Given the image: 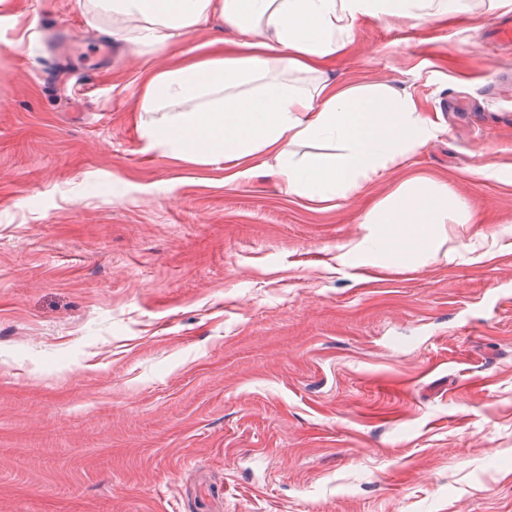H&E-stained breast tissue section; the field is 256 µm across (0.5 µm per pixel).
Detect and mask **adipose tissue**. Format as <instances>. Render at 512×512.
<instances>
[{
    "instance_id": "1",
    "label": "adipose tissue",
    "mask_w": 512,
    "mask_h": 512,
    "mask_svg": "<svg viewBox=\"0 0 512 512\" xmlns=\"http://www.w3.org/2000/svg\"><path fill=\"white\" fill-rule=\"evenodd\" d=\"M112 34L157 52L220 19L235 34L149 73L139 109L160 113L141 129L147 149L198 164L227 163L232 185L259 155L277 162L282 191L327 201L360 194L424 148L437 126L406 89L351 84L329 69L347 52L360 21L448 17V0H96ZM316 143L295 158L291 147ZM407 254L430 247L444 224L477 216L448 183L401 182L363 217Z\"/></svg>"
}]
</instances>
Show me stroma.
<instances>
[{
    "label": "stroma",
    "mask_w": 512,
    "mask_h": 512,
    "mask_svg": "<svg viewBox=\"0 0 512 512\" xmlns=\"http://www.w3.org/2000/svg\"><path fill=\"white\" fill-rule=\"evenodd\" d=\"M0 25V512H512V43L486 0L359 24L333 75L391 80L439 130L348 201L273 156L146 150L130 42L77 0ZM481 218L443 257L364 254L400 182Z\"/></svg>",
    "instance_id": "35a3bbf8"
}]
</instances>
